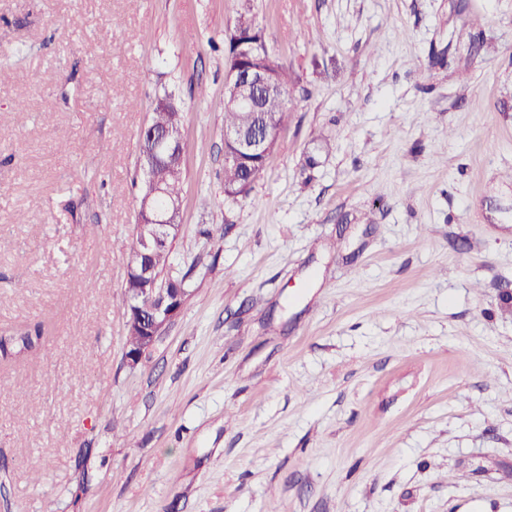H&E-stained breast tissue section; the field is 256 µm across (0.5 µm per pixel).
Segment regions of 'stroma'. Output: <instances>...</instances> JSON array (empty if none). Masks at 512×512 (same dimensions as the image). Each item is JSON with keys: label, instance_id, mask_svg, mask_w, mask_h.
Returning <instances> with one entry per match:
<instances>
[{"label": "stroma", "instance_id": "stroma-1", "mask_svg": "<svg viewBox=\"0 0 512 512\" xmlns=\"http://www.w3.org/2000/svg\"><path fill=\"white\" fill-rule=\"evenodd\" d=\"M245 5L291 112L234 200ZM0 70V333L44 329L0 358V512H512V0H0ZM166 95L188 294L132 366ZM246 179L245 171L241 166L224 163V193L228 198L236 199L249 193L252 185L247 186Z\"/></svg>", "mask_w": 512, "mask_h": 512}]
</instances>
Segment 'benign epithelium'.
I'll return each mask as SVG.
<instances>
[{
    "instance_id": "1",
    "label": "benign epithelium",
    "mask_w": 512,
    "mask_h": 512,
    "mask_svg": "<svg viewBox=\"0 0 512 512\" xmlns=\"http://www.w3.org/2000/svg\"><path fill=\"white\" fill-rule=\"evenodd\" d=\"M226 36L233 39L234 52L225 70L224 103L256 112L264 98L282 91V84L276 73L263 62L269 57L267 47L254 41L252 32L235 27L228 29ZM141 135L146 143L139 160L145 192L139 208L142 219L136 225L138 242L127 260V268L139 271L143 287L134 289L126 312V329L140 336L137 349L125 354L131 365L139 362L158 336L181 314L187 295L186 289L172 287V280L159 281L152 264L154 255L180 227L181 202L158 204L161 188L157 170L160 163L182 159L186 149L182 127L157 129L146 125ZM275 140V124L267 115L259 126L226 130L224 141L235 147V151L226 154L227 162L241 164L256 155L266 156Z\"/></svg>"
}]
</instances>
